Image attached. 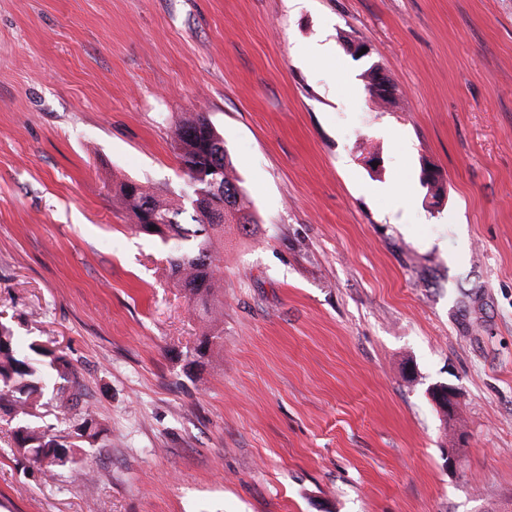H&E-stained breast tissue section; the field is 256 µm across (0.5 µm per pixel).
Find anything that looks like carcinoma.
<instances>
[{
	"instance_id": "1",
	"label": "carcinoma",
	"mask_w": 512,
	"mask_h": 512,
	"mask_svg": "<svg viewBox=\"0 0 512 512\" xmlns=\"http://www.w3.org/2000/svg\"><path fill=\"white\" fill-rule=\"evenodd\" d=\"M173 148L184 177L193 181L216 175L224 182V194L185 207L164 191L124 180L115 184L112 199L133 218L136 230L164 242L174 241L171 277L184 290L205 328L189 352V364L194 365L220 350L224 343V299L217 265L220 249L224 248V225L234 224L247 236L253 234L255 219L228 161L224 137L203 113L192 112L175 122ZM146 205L164 219L153 231L146 224ZM28 348L52 356L50 366L60 380L56 398L61 407H69L76 384L71 362L35 343ZM46 386L47 378L28 362L12 327L0 322V412L16 420L14 443L18 452L44 476L54 477L62 471L77 470L81 447L28 422L33 410L41 406ZM75 430L79 437L96 438L103 427L96 414L86 409L77 414Z\"/></svg>"
}]
</instances>
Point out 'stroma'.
Here are the masks:
<instances>
[{
  "label": "stroma",
  "instance_id": "obj_1",
  "mask_svg": "<svg viewBox=\"0 0 512 512\" xmlns=\"http://www.w3.org/2000/svg\"><path fill=\"white\" fill-rule=\"evenodd\" d=\"M191 112L257 221L196 366L168 245L112 202L192 197ZM0 319L105 427L94 480H49L0 418V512H512V0H0ZM50 366L56 373V377L60 380V386L56 389V398L63 408H70V401L76 393L72 392L75 384V372L73 365L64 356H53L50 360Z\"/></svg>",
  "mask_w": 512,
  "mask_h": 512
}]
</instances>
